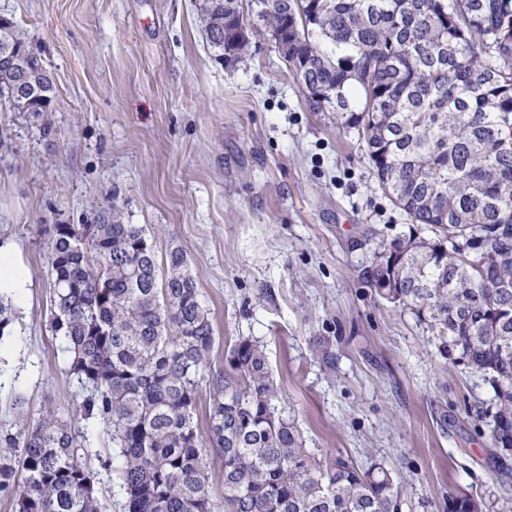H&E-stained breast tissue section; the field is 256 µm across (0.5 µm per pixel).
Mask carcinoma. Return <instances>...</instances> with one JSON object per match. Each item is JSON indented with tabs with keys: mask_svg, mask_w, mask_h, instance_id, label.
<instances>
[{
	"mask_svg": "<svg viewBox=\"0 0 512 512\" xmlns=\"http://www.w3.org/2000/svg\"><path fill=\"white\" fill-rule=\"evenodd\" d=\"M209 45L241 58L239 0H200ZM266 29L288 43L289 70L305 60L312 110L336 113L357 131L378 185L414 224L420 242L397 238L367 282L386 275L379 296L410 309L492 381V453L512 448V0H254ZM33 88L18 98L17 80ZM53 81L14 22L0 28V99L41 113ZM479 240L478 283L466 278L451 239ZM50 320L69 353V371L87 392L79 413L112 430L125 512H403L401 484L377 461L320 460L295 420L277 407L264 345L243 337L231 368L239 388L210 393L206 428L199 389L214 347L209 309L179 249L158 264L142 224L117 206L89 224H58L50 240ZM14 308L0 292V338ZM16 449L0 463V490L15 512H99L96 479L82 461L70 422L51 409L19 433L0 432ZM223 465L224 501L211 493L210 457ZM471 494L448 496L445 512H483Z\"/></svg>",
	"mask_w": 512,
	"mask_h": 512,
	"instance_id": "cac0c4a2",
	"label": "carcinoma"
}]
</instances>
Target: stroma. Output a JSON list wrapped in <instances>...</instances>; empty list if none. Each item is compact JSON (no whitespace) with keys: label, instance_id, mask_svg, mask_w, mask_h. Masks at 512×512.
Instances as JSON below:
<instances>
[{"label":"stroma","instance_id":"obj_1","mask_svg":"<svg viewBox=\"0 0 512 512\" xmlns=\"http://www.w3.org/2000/svg\"><path fill=\"white\" fill-rule=\"evenodd\" d=\"M199 0H0L54 84L48 112L0 102V240L26 268L0 339V430L53 408L71 421L102 512H124L103 424L50 326L54 225L118 206L158 257L187 256L217 341L209 376L238 380L229 349L266 346L307 448L407 481L413 512L463 490L512 512V457L488 446L490 385L442 350L363 273L413 226L385 197L354 130L312 111L264 30L229 62L208 42ZM333 358L313 355L314 341Z\"/></svg>","mask_w":512,"mask_h":512}]
</instances>
